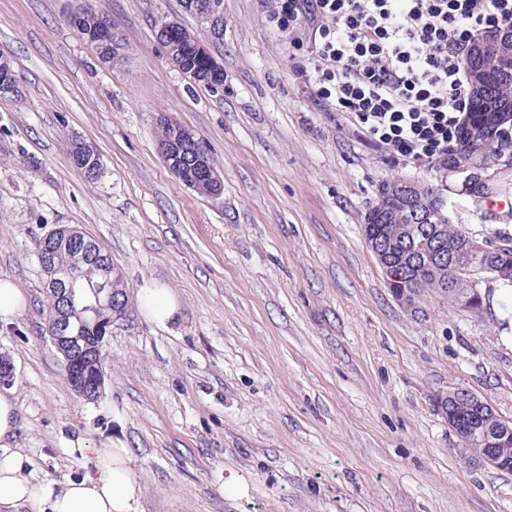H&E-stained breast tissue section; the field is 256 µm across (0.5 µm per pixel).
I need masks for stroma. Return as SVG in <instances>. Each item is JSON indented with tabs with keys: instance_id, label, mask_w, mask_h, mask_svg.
I'll use <instances>...</instances> for the list:
<instances>
[{
	"instance_id": "stroma-1",
	"label": "stroma",
	"mask_w": 512,
	"mask_h": 512,
	"mask_svg": "<svg viewBox=\"0 0 512 512\" xmlns=\"http://www.w3.org/2000/svg\"><path fill=\"white\" fill-rule=\"evenodd\" d=\"M122 48L102 64L70 22L76 0H0V55L21 92L0 94V278L24 307L0 321L14 367L11 451L65 483L124 446L136 512H512V472L471 456L438 399L464 388L512 421V298L483 318L428 291L411 312L367 249L375 188L399 175L446 186L438 166L389 161L303 70L313 24L278 31L274 0H222L208 47L222 90L193 83L156 38L182 0H85ZM194 130L221 175L202 195L163 163L157 121ZM102 162L86 180L63 140ZM473 235L512 237V176L488 197L450 195ZM75 225L111 253L131 293L170 289L178 319L133 310L112 328L103 396L62 376L45 333L37 243ZM237 479L239 498L223 486Z\"/></svg>"
}]
</instances>
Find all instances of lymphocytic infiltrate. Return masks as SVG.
Returning a JSON list of instances; mask_svg holds the SVG:
<instances>
[{"label":"lymphocytic infiltrate","instance_id":"obj_1","mask_svg":"<svg viewBox=\"0 0 512 512\" xmlns=\"http://www.w3.org/2000/svg\"><path fill=\"white\" fill-rule=\"evenodd\" d=\"M316 22V96L396 160L446 159L473 102L461 59L473 30L512 24V0H276L270 25Z\"/></svg>","mask_w":512,"mask_h":512}]
</instances>
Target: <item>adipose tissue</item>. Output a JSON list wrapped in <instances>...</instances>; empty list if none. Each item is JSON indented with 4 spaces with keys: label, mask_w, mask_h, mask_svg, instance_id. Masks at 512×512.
<instances>
[{
    "label": "adipose tissue",
    "mask_w": 512,
    "mask_h": 512,
    "mask_svg": "<svg viewBox=\"0 0 512 512\" xmlns=\"http://www.w3.org/2000/svg\"><path fill=\"white\" fill-rule=\"evenodd\" d=\"M130 462L127 449H100L95 471L61 486L28 479V457L0 453V512L26 506L39 512H134L140 487Z\"/></svg>",
    "instance_id": "adipose-tissue-1"
}]
</instances>
